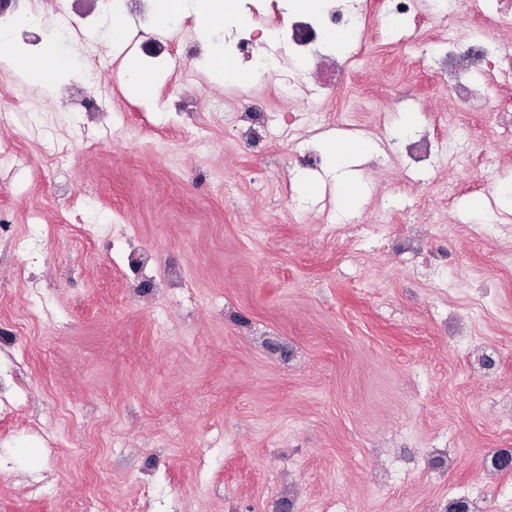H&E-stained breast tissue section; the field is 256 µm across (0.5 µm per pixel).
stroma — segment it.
Instances as JSON below:
<instances>
[{
    "label": "stroma",
    "mask_w": 512,
    "mask_h": 512,
    "mask_svg": "<svg viewBox=\"0 0 512 512\" xmlns=\"http://www.w3.org/2000/svg\"><path fill=\"white\" fill-rule=\"evenodd\" d=\"M377 2L347 10L366 31L350 85L325 84L318 53L303 75L355 127L283 99L254 115L293 117L281 143L224 131L233 89L208 61L230 28L154 59L171 31L151 11L123 14L115 43L103 0H71L78 53L54 90L0 64V512H512L492 465L512 450V255L486 236L405 245L445 216L512 231V83L467 115L481 176L388 164L406 114L441 143L453 123L436 64L378 33ZM56 8L39 0L14 54ZM327 138L369 148L338 179ZM435 177L460 187L448 206ZM384 202L399 216L377 231ZM163 268L186 286L132 290Z\"/></svg>",
    "instance_id": "obj_1"
}]
</instances>
